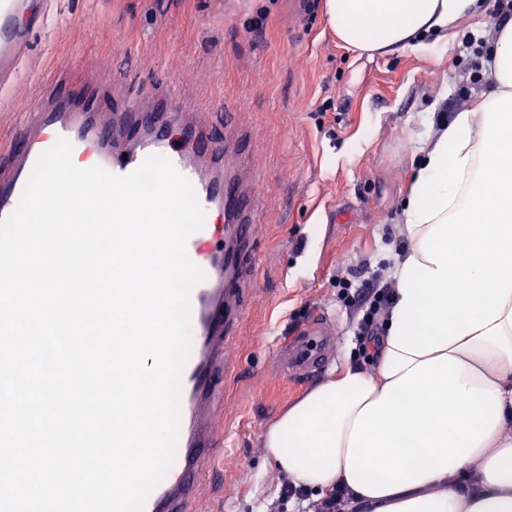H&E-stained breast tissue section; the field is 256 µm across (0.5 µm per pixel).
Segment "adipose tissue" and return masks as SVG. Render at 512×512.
I'll return each instance as SVG.
<instances>
[{
    "instance_id": "obj_1",
    "label": "adipose tissue",
    "mask_w": 512,
    "mask_h": 512,
    "mask_svg": "<svg viewBox=\"0 0 512 512\" xmlns=\"http://www.w3.org/2000/svg\"><path fill=\"white\" fill-rule=\"evenodd\" d=\"M481 0H325L366 53L420 49ZM491 90L435 126L402 204L405 248L372 367L345 366L264 435L294 484L346 488L363 512H512V17L487 49Z\"/></svg>"
}]
</instances>
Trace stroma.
<instances>
[{"label": "stroma", "mask_w": 512, "mask_h": 512, "mask_svg": "<svg viewBox=\"0 0 512 512\" xmlns=\"http://www.w3.org/2000/svg\"><path fill=\"white\" fill-rule=\"evenodd\" d=\"M323 0H49L12 93L0 95V148L57 76L96 75L120 94L116 56L138 50L134 77L177 88L183 102L222 98L239 152L227 173L252 172L258 288L243 294L229 345L224 399L213 410L226 441L224 470L197 488V512H270L285 476L263 436L315 384L351 363L359 317L341 291L356 277L391 289L396 225L408 194L421 113L471 107L490 82L478 54L498 20L464 22L447 42L372 56L352 52L323 15ZM336 333L329 366L284 379L275 357L313 312Z\"/></svg>", "instance_id": "1"}]
</instances>
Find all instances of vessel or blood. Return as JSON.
<instances>
[{"label": "vessel or blood", "instance_id": "1", "mask_svg": "<svg viewBox=\"0 0 512 512\" xmlns=\"http://www.w3.org/2000/svg\"><path fill=\"white\" fill-rule=\"evenodd\" d=\"M47 16L46 0H0V91L17 81ZM46 95L48 104L28 105V118L15 127L19 149L0 154V220L15 211L39 156L61 137L72 142L74 158L116 175L134 171L151 155L168 159L191 181L205 213L203 228L187 246L204 278L191 296L192 347L181 377L176 453L143 505V512H194L198 478L214 470L216 450L224 445L212 430L210 407L224 393L225 344L239 316L229 298L241 292L247 276L246 195L224 174L223 134L186 122L173 88L149 92L133 82L115 102L92 84L74 88L51 82ZM333 348L334 333L318 315L280 352L286 371L306 376L322 367Z\"/></svg>", "mask_w": 512, "mask_h": 512}]
</instances>
